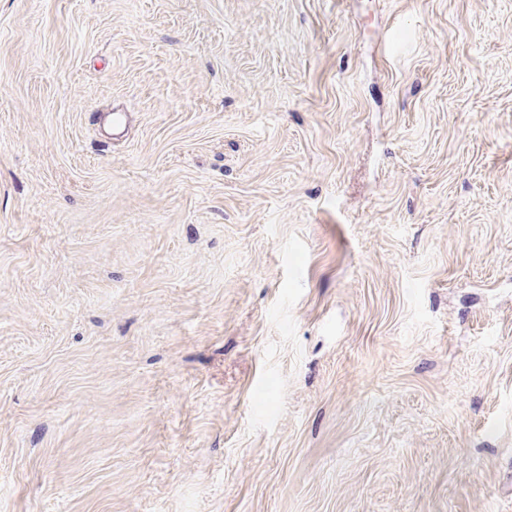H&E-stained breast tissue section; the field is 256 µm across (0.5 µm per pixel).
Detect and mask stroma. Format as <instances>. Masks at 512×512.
I'll return each instance as SVG.
<instances>
[{
    "label": "stroma",
    "instance_id": "35a3bbf8",
    "mask_svg": "<svg viewBox=\"0 0 512 512\" xmlns=\"http://www.w3.org/2000/svg\"><path fill=\"white\" fill-rule=\"evenodd\" d=\"M0 512H512V0H0Z\"/></svg>",
    "mask_w": 512,
    "mask_h": 512
}]
</instances>
